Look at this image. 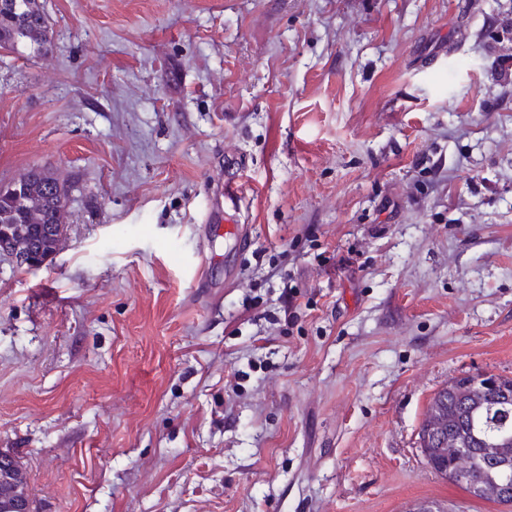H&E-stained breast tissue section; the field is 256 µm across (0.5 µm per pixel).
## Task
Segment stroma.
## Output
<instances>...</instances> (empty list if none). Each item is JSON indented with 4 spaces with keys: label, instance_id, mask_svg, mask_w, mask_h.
Instances as JSON below:
<instances>
[{
    "label": "stroma",
    "instance_id": "1",
    "mask_svg": "<svg viewBox=\"0 0 512 512\" xmlns=\"http://www.w3.org/2000/svg\"><path fill=\"white\" fill-rule=\"evenodd\" d=\"M43 2L0 56V187L69 188L52 262L0 255L35 512H512L419 441L512 377V0ZM2 3L9 5L2 7ZM51 37L38 0H0V38L13 44L16 55L40 53Z\"/></svg>",
    "mask_w": 512,
    "mask_h": 512
}]
</instances>
